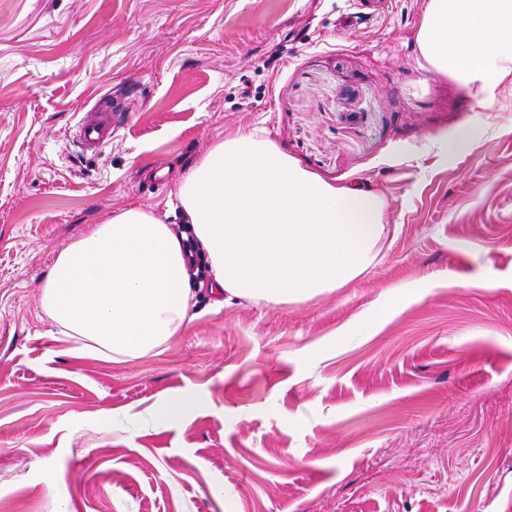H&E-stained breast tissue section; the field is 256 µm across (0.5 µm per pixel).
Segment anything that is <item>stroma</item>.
I'll use <instances>...</instances> for the list:
<instances>
[{
  "label": "stroma",
  "mask_w": 512,
  "mask_h": 512,
  "mask_svg": "<svg viewBox=\"0 0 512 512\" xmlns=\"http://www.w3.org/2000/svg\"><path fill=\"white\" fill-rule=\"evenodd\" d=\"M426 4L0 0V512H512V84L489 107L432 70ZM116 90L127 122L75 156ZM464 126L483 142L437 156ZM256 127L382 198L375 264L301 303L198 289L138 359L52 335L56 255L132 204L179 226L177 179ZM178 392L199 408L154 426ZM101 97L80 120L72 135L73 144L81 154H96L112 140V131L118 130L127 113L131 112L132 99L127 94Z\"/></svg>",
  "instance_id": "obj_1"
}]
</instances>
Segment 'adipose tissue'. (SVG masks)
Wrapping results in <instances>:
<instances>
[{"label": "adipose tissue", "instance_id": "ef3b65f1", "mask_svg": "<svg viewBox=\"0 0 512 512\" xmlns=\"http://www.w3.org/2000/svg\"><path fill=\"white\" fill-rule=\"evenodd\" d=\"M417 46L486 103L512 82V0H428ZM216 297L299 303L342 287L380 252L384 204L294 163L256 129L220 138L174 185ZM188 251L132 205L60 251L41 291L56 335L115 362L146 356L193 318Z\"/></svg>", "mask_w": 512, "mask_h": 512}]
</instances>
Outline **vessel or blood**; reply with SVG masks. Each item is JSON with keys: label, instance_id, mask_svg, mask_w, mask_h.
<instances>
[{"label": "vessel or blood", "instance_id": "vessel-or-blood-1", "mask_svg": "<svg viewBox=\"0 0 512 512\" xmlns=\"http://www.w3.org/2000/svg\"><path fill=\"white\" fill-rule=\"evenodd\" d=\"M132 107L131 98L123 93L101 97L80 120L72 135L80 153L95 154L108 144L112 133L118 130L127 111Z\"/></svg>", "mask_w": 512, "mask_h": 512}]
</instances>
